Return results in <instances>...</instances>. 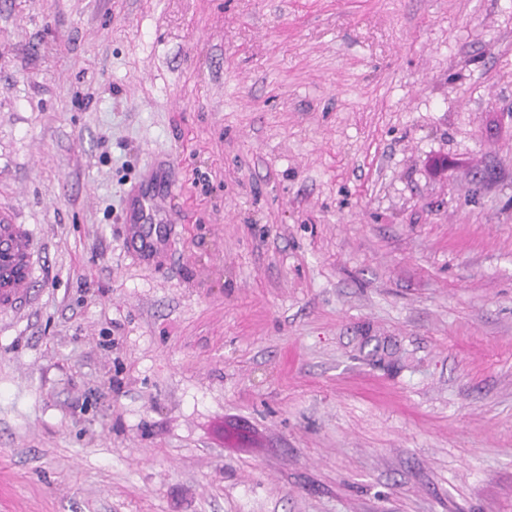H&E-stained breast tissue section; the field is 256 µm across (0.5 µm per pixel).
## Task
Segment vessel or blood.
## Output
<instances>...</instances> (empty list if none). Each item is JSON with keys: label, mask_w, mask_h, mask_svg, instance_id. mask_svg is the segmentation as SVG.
I'll use <instances>...</instances> for the list:
<instances>
[{"label": "vessel or blood", "mask_w": 512, "mask_h": 512, "mask_svg": "<svg viewBox=\"0 0 512 512\" xmlns=\"http://www.w3.org/2000/svg\"><path fill=\"white\" fill-rule=\"evenodd\" d=\"M153 185L142 187L134 198L126 222L140 256H148L163 248L161 240L147 238L142 224L151 222ZM44 244L34 228L19 224L0 209V314L16 313L29 306L35 293V282L43 264Z\"/></svg>", "instance_id": "obj_1"}]
</instances>
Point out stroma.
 I'll list each match as a JSON object with an SVG mask.
<instances>
[{
  "instance_id": "35a3bbf8",
  "label": "stroma",
  "mask_w": 512,
  "mask_h": 512,
  "mask_svg": "<svg viewBox=\"0 0 512 512\" xmlns=\"http://www.w3.org/2000/svg\"><path fill=\"white\" fill-rule=\"evenodd\" d=\"M0 203V512H512V0H0ZM154 195L153 184L147 183L134 197L133 204L126 218V223L130 224L129 232L131 240L136 245V251L141 257L149 256L157 250L167 246L170 241V238L167 242L164 240H153L147 238L141 231L140 224L151 222L155 217L153 211ZM44 250L30 224H17L0 208V314L17 313L32 303Z\"/></svg>"
}]
</instances>
